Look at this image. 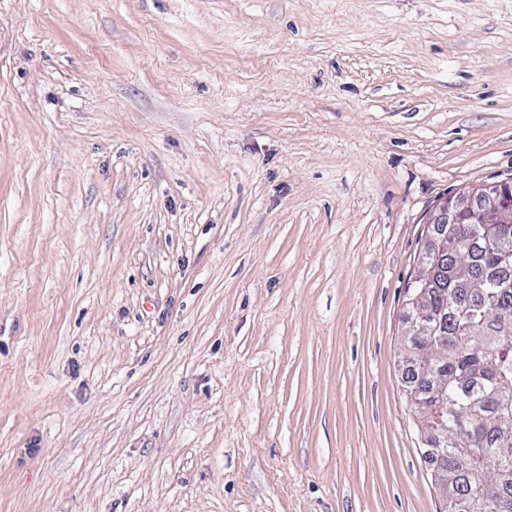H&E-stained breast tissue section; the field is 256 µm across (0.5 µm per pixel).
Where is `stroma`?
<instances>
[{
  "instance_id": "stroma-1",
  "label": "stroma",
  "mask_w": 512,
  "mask_h": 512,
  "mask_svg": "<svg viewBox=\"0 0 512 512\" xmlns=\"http://www.w3.org/2000/svg\"><path fill=\"white\" fill-rule=\"evenodd\" d=\"M512 180V0H0V512H442L424 223Z\"/></svg>"
}]
</instances>
